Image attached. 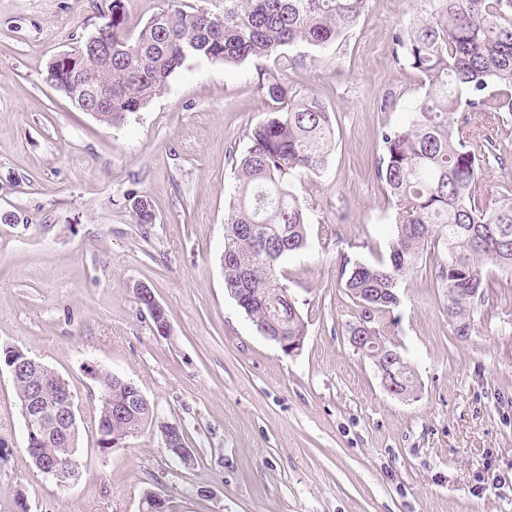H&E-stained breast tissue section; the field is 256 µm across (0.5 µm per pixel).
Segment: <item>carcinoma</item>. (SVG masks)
<instances>
[{"instance_id": "obj_1", "label": "carcinoma", "mask_w": 512, "mask_h": 512, "mask_svg": "<svg viewBox=\"0 0 512 512\" xmlns=\"http://www.w3.org/2000/svg\"><path fill=\"white\" fill-rule=\"evenodd\" d=\"M425 15L396 35L406 63L425 78L411 121L381 131L382 156L376 175L394 208L395 231L389 256L375 264L356 263L344 273V288L359 304L376 301L374 321L399 304V288L423 254L441 251L435 267L441 287L453 294L446 306L454 336L471 330L474 293H483L485 269L492 265L512 277V193L482 202L489 158L504 163L509 152L465 131L461 112H512V0H425ZM213 12L196 5L167 8L138 32L127 27L126 0H111L101 30L112 40V62L90 53L83 73L60 61L46 78L69 89L80 105L83 76L112 84L114 125L144 109L166 90L171 76L191 58L237 65L249 59L282 56L299 42L314 47L334 43L355 27L368 0H220ZM260 88L276 107L248 132L249 146L235 163L236 184L224 219V289L256 325L275 323L290 338L307 335L303 316H289L280 302L287 285L280 263L265 270L264 254L250 243L249 229L273 241L284 255L306 241L305 202L296 191L299 177L322 171L336 133L328 107L313 95L300 97L276 75ZM500 90L499 99L488 96ZM144 197L127 201L137 223H155ZM101 392L122 400L125 390L112 373L96 377ZM154 405L143 402L126 416L95 409L98 441H125L152 425ZM79 438L42 449L64 465Z\"/></svg>"}]
</instances>
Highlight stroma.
I'll return each mask as SVG.
<instances>
[{
    "label": "stroma",
    "instance_id": "obj_1",
    "mask_svg": "<svg viewBox=\"0 0 512 512\" xmlns=\"http://www.w3.org/2000/svg\"><path fill=\"white\" fill-rule=\"evenodd\" d=\"M109 4L0 0V349L20 348L68 382L82 405L83 464L70 488L35 468L0 366V512H141L149 492L171 512H512V278L487 268L459 340L436 254L408 274L379 328L414 371L410 396L389 394L347 341L359 312L342 273L389 252L379 133L408 123L423 91L395 42L423 0H369L335 43L293 45L284 66L188 61L112 126L44 80ZM262 72L318 96L336 129L325 169L297 183L306 244L281 272L308 331L290 356L227 295L221 265L232 158L273 107ZM466 127L512 148V113L471 112ZM130 190L155 223H136ZM141 285L166 309L168 335L155 333ZM91 364L180 422L194 465L171 457L154 426L101 452Z\"/></svg>",
    "mask_w": 512,
    "mask_h": 512
}]
</instances>
